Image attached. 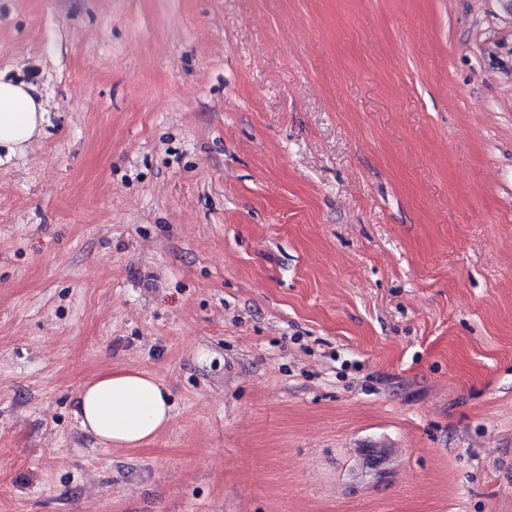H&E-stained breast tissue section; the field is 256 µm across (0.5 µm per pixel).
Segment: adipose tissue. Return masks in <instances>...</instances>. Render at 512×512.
I'll return each instance as SVG.
<instances>
[{
	"label": "adipose tissue",
	"mask_w": 512,
	"mask_h": 512,
	"mask_svg": "<svg viewBox=\"0 0 512 512\" xmlns=\"http://www.w3.org/2000/svg\"><path fill=\"white\" fill-rule=\"evenodd\" d=\"M46 112L35 86L0 79V148L23 151L43 132ZM74 413L104 445L137 448L153 441L172 417L170 393L152 374L108 370L80 390Z\"/></svg>",
	"instance_id": "ef3b65f1"
}]
</instances>
